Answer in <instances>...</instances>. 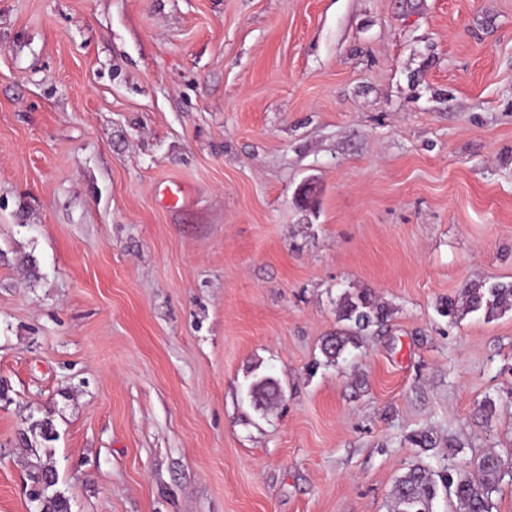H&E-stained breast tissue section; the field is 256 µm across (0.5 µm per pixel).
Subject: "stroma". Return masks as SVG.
Listing matches in <instances>:
<instances>
[{
  "instance_id": "stroma-1",
  "label": "stroma",
  "mask_w": 512,
  "mask_h": 512,
  "mask_svg": "<svg viewBox=\"0 0 512 512\" xmlns=\"http://www.w3.org/2000/svg\"><path fill=\"white\" fill-rule=\"evenodd\" d=\"M472 281H512V0H0V512L47 450L70 512H388L510 459ZM346 292L389 314L330 364ZM280 382L272 376H262L250 386L249 395L256 410H267L279 400ZM435 474L414 464L394 482L389 495L390 512H432L437 494Z\"/></svg>"
}]
</instances>
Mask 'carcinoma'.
Wrapping results in <instances>:
<instances>
[{"label": "carcinoma", "mask_w": 512, "mask_h": 512, "mask_svg": "<svg viewBox=\"0 0 512 512\" xmlns=\"http://www.w3.org/2000/svg\"><path fill=\"white\" fill-rule=\"evenodd\" d=\"M448 316L456 319L468 313L480 312L492 320L512 309V282H469L460 296L446 303ZM341 319L351 322L348 332L328 336L322 352L328 362H337L347 345L356 335L376 321L387 317L385 310L376 305L365 293H345L339 303ZM280 382L272 376H262L250 386L249 395L257 410H267L279 400ZM504 464L496 454H487L468 472L448 474L441 482L448 499L456 500L462 512H493V494L498 492ZM33 482L32 499L39 502L40 512H70L67 500L60 494H47L55 485L56 468L51 453L46 461L35 466L30 475ZM437 494L434 473L420 464H414L394 482L389 495V512H432V502Z\"/></svg>", "instance_id": "obj_1"}]
</instances>
